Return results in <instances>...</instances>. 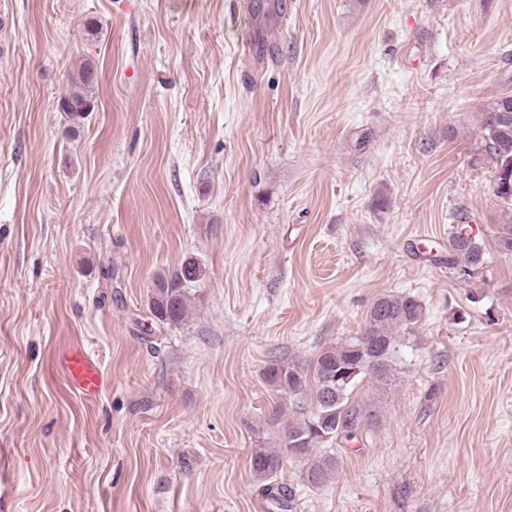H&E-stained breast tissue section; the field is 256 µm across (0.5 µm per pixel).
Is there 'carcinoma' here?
Masks as SVG:
<instances>
[{
    "label": "carcinoma",
    "mask_w": 512,
    "mask_h": 512,
    "mask_svg": "<svg viewBox=\"0 0 512 512\" xmlns=\"http://www.w3.org/2000/svg\"><path fill=\"white\" fill-rule=\"evenodd\" d=\"M97 70L90 64L69 76L68 89L60 109L70 127L79 126L93 111L90 88ZM482 151L494 174L512 172V95L489 103L482 111ZM470 213L457 215L459 225L448 239V257L432 261L448 263L460 277H472L487 263L485 241L465 231ZM494 241L499 250L512 253V221L499 228ZM204 267L187 258L174 271L155 276L149 294V309L162 324L178 325L187 313L192 287L203 281ZM422 317V304L410 294H385L367 311L359 332L344 342L322 350L307 365L274 361L263 370L266 383L281 396L293 400L295 419L283 426L278 448H260L250 458L254 477L265 483L273 505L280 512H292V488L276 483L287 456L311 461L307 481L321 485L336 467V449L327 447L340 438H351L371 417L367 410L351 403L356 387L364 381L388 385L397 375L402 334Z\"/></svg>",
    "instance_id": "obj_1"
}]
</instances>
